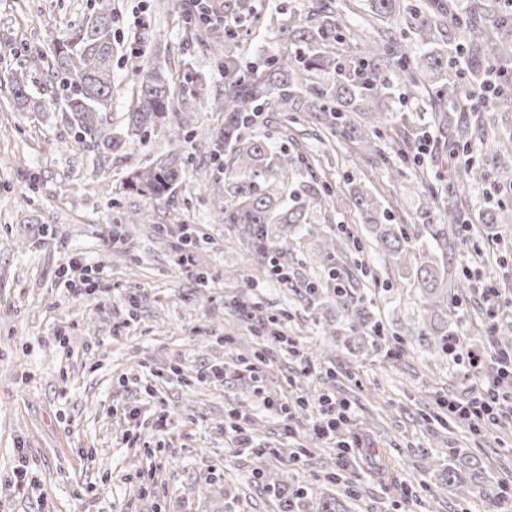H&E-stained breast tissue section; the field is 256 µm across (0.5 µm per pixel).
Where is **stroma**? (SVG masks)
<instances>
[{"label":"stroma","mask_w":512,"mask_h":512,"mask_svg":"<svg viewBox=\"0 0 512 512\" xmlns=\"http://www.w3.org/2000/svg\"><path fill=\"white\" fill-rule=\"evenodd\" d=\"M181 0H112L119 46L112 60V121L121 123L135 82L126 47L149 27L156 50L174 80L191 75L198 85L192 103L196 124L219 127L213 111L224 90L208 45H183L178 30ZM91 0H0V69L19 66L26 48H49L54 36L90 10ZM310 0H237L224 13L235 48L247 66H262L280 45L276 22L291 11H307ZM382 132L390 148L400 116L416 114L427 135L425 170L435 177L433 193L414 187L415 171L391 178L373 160L317 129L307 114L268 112L248 136L266 140L288 156H301V177L326 182L329 206L315 211L313 233L291 234L281 250L288 283L264 281L248 288L250 268L235 225L218 209L223 179L200 173L205 161L183 145L186 175L171 204L152 210L151 221L133 227L126 246L107 250L114 208L142 209V200L107 202L98 185L121 180L130 166H144L171 149L162 134L151 135L125 156L105 162L75 143L60 113L18 112L0 89V512H277L256 468L288 486L308 485L324 493L351 495L352 512H488L482 497L462 500L437 488L424 472L425 459L461 448L483 463L492 487L512 485V421L470 433L451 418L446 401L467 395L475 377L467 361L402 352L389 358L361 345L330 296L312 303L304 288L316 278L312 263L328 234L350 232L359 249L345 267L366 291L375 321L387 331L417 319L414 292L391 288L365 239L353 191L370 190L381 201L398 198L401 224L450 222L451 199L438 176L446 170L444 140L422 101L400 105L390 98ZM479 179L467 188L469 224L454 247L448 281L467 278L459 296L456 329L471 349L488 334L486 302L472 286L490 280L502 306L512 305V235L486 226L490 203L512 212V189L499 186L487 140L475 141ZM192 228L205 245L192 266L178 263L177 239ZM109 268V288L79 300L55 285L56 272L73 256ZM208 276L199 285V273ZM136 294L128 308L126 294ZM275 316L297 350L268 353L255 336L256 312ZM67 331L69 346L56 342ZM321 356L310 373L301 362ZM259 362L260 384L235 375L200 382L209 366L232 369L238 359ZM288 399L298 393L331 392L354 409L351 433L360 450L350 458L349 480L332 484L335 449L316 438L307 416L295 419L288 436L276 408L254 393ZM142 410L135 438L125 408ZM247 415L253 435L274 453L265 459L239 451L224 436L230 411ZM164 417L166 431L156 429ZM25 449L32 483L13 482L15 449Z\"/></svg>","instance_id":"35a3bbf8"}]
</instances>
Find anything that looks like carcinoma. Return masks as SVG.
Segmentation results:
<instances>
[{
    "label": "carcinoma",
    "mask_w": 512,
    "mask_h": 512,
    "mask_svg": "<svg viewBox=\"0 0 512 512\" xmlns=\"http://www.w3.org/2000/svg\"><path fill=\"white\" fill-rule=\"evenodd\" d=\"M371 17H400L411 30L415 51L407 52L389 31H377V38H354L356 50H342L350 29L342 14L327 0H312L307 12L293 11L279 23L281 46L262 68L243 65L239 53L232 50L234 33L211 24L200 11L181 10L186 43L203 37L217 47L224 46L219 67L224 78V124L217 130L202 129L187 113L196 92L188 87L190 77L180 85L175 99L174 82L162 61L145 52L147 38H138L129 50L134 59L136 83L124 124L112 126V58L114 40L112 0H93L91 13L78 25L53 42L47 52L24 50V64L0 75L8 88L12 106L30 105L28 67L44 73V100L37 110L53 106L64 113L75 141L102 160L127 153L143 144L148 135L163 131L172 149L152 159L147 166L130 169L119 187L105 186L103 194L116 190L127 196L165 204L176 195L185 174L180 144L204 153L217 172H224V155L230 154L236 174L224 184V223L239 226L242 244L255 259L257 276L245 280L255 288L270 276L272 261L281 251L273 225L301 232L312 220L310 206L326 201L323 184L314 179L303 182L295 176L288 155L274 150L258 138L245 137L246 129L256 124L265 111L313 113L317 124L358 152H370L385 168L411 162L420 166L419 153L409 154V133L394 142V155L388 156L378 143L379 128L389 121L384 100L398 92L400 103L419 100L429 93L434 102V125L448 129V189L476 180L472 157V130L485 135L486 125L479 119L481 108H473V124L456 120L452 113L464 109L462 86L480 89L508 101L512 94V9L501 0L461 5L450 0H371ZM180 111H174L175 105ZM492 150L501 181L512 184V130L492 134ZM356 208L364 220V229L373 236L392 282L415 290L418 320L399 327L394 335L431 355H448V340L457 338L450 318L454 296L448 291V257L453 254L448 240V225L421 224L408 231L395 223L392 211L380 206L373 193L354 190ZM348 238L336 235L325 239L314 259L324 279L306 284L308 294L317 299L332 289L336 305L351 327L362 331L372 322L364 303L354 298L359 284L350 283L340 265V253ZM458 449L448 450V463L428 460V468L439 467L443 485L467 498L483 492L482 466H472L464 480L455 464ZM278 489L279 512H347L343 502L328 494L298 487L288 491L274 479Z\"/></svg>",
    "instance_id": "carcinoma-1"
}]
</instances>
